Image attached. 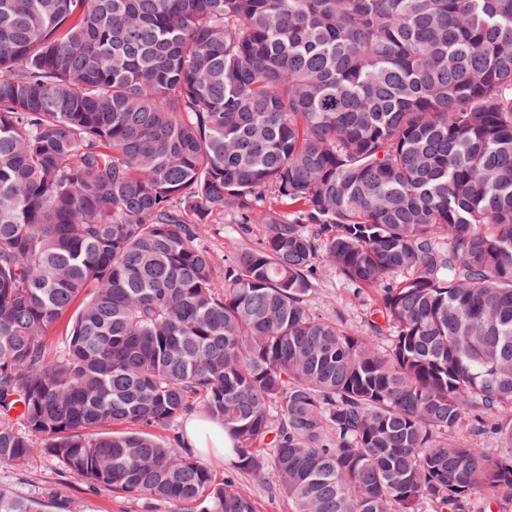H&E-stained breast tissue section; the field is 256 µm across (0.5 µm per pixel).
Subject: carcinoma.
<instances>
[{"mask_svg":"<svg viewBox=\"0 0 512 512\" xmlns=\"http://www.w3.org/2000/svg\"><path fill=\"white\" fill-rule=\"evenodd\" d=\"M194 411L291 512H512V0H0V467L259 512ZM238 223L240 218L236 214L224 212L214 214L208 224H197L200 242L212 253L219 273L224 272L225 263L237 248L243 245L257 246L268 231L266 224H248V232L243 234ZM316 273L314 312L336 321L350 332L364 331L366 315L377 299L376 290L352 285L321 259L317 260ZM185 419L178 421L175 427L176 432L180 434L184 428L183 438L185 446L197 451L195 454H197L199 460L217 476H223L224 473H228L230 469L227 468V465L223 466L215 461L218 460L224 464V448H232V439L224 432V428L219 425H210L208 430L204 432L197 416L190 415L186 421ZM198 452L206 454L213 459Z\"/></svg>","mask_w":512,"mask_h":512,"instance_id":"1","label":"carcinoma"}]
</instances>
